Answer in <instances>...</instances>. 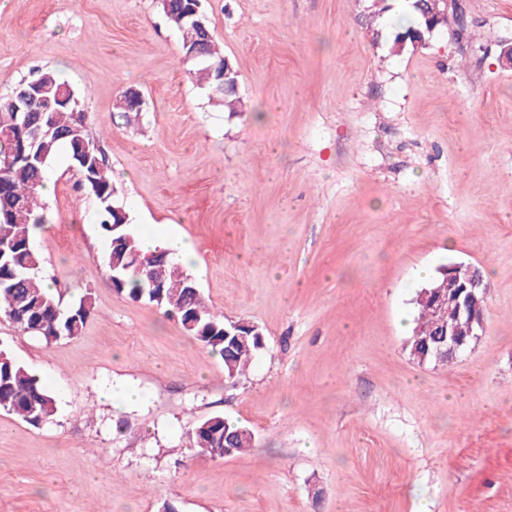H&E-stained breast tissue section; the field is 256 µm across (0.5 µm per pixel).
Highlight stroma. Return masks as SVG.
I'll list each match as a JSON object with an SVG mask.
<instances>
[{
    "mask_svg": "<svg viewBox=\"0 0 512 512\" xmlns=\"http://www.w3.org/2000/svg\"><path fill=\"white\" fill-rule=\"evenodd\" d=\"M388 2L202 0L240 75L229 113L158 0H0V100L58 72L130 232L190 238L206 303L265 339L229 379L176 318L114 291L96 204L58 155L32 245L63 305L94 311L50 344L0 321L57 401L37 428L0 411V512H512V0H451L399 53L409 20ZM130 88L145 103L127 120ZM452 262L487 274L486 332L420 364L417 272ZM214 413L253 448L195 449Z\"/></svg>",
    "mask_w": 512,
    "mask_h": 512,
    "instance_id": "1",
    "label": "stroma"
}]
</instances>
